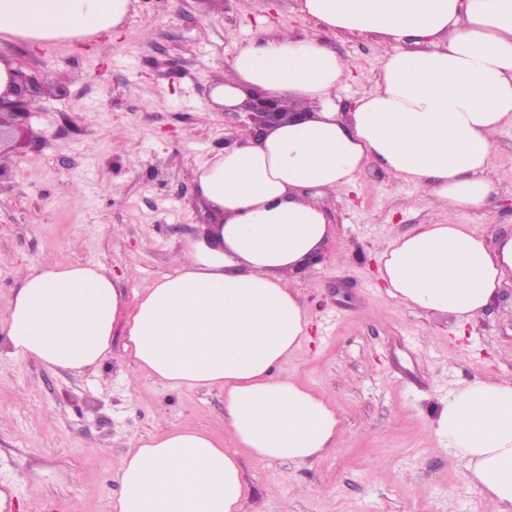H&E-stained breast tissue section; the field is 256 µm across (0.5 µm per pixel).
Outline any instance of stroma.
<instances>
[{"mask_svg":"<svg viewBox=\"0 0 512 512\" xmlns=\"http://www.w3.org/2000/svg\"><path fill=\"white\" fill-rule=\"evenodd\" d=\"M316 37L345 60L350 111L374 87L388 46L327 32L298 0H138L120 30L62 44L0 40V59L61 74L33 136L0 155V320L28 265L90 264L111 272L126 304L173 274V254L210 218L190 171L253 136L244 107L210 93L259 30ZM482 209H450L377 161L320 199L333 228L318 265L295 283L311 343L279 369L336 406L333 448L306 463L240 453L243 512H489L464 460L437 430L449 397L475 380L512 381V287L471 323L389 296L379 253L422 224H465L489 243L512 236V127L495 138ZM185 422L235 444L218 390L167 387L123 357L50 371L0 358V495L22 512H115L117 468L137 440ZM59 473L35 483L33 467Z\"/></svg>","mask_w":512,"mask_h":512,"instance_id":"1","label":"stroma"}]
</instances>
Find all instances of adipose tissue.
<instances>
[{"label": "adipose tissue", "mask_w": 512, "mask_h": 512, "mask_svg": "<svg viewBox=\"0 0 512 512\" xmlns=\"http://www.w3.org/2000/svg\"><path fill=\"white\" fill-rule=\"evenodd\" d=\"M136 2L0 0V39L93 36ZM299 10L390 45L375 89L339 111L349 68L334 52L289 33L253 38L214 103L233 108L257 89L306 118L197 164L214 223L182 247L175 274L129 308L101 267H30L0 321L7 356L49 370L101 365L121 331L126 358L169 387L223 390L234 439L261 462H305L338 431L329 401L276 374L308 338L290 283L332 232L310 189L339 190L374 158L450 208H478L495 191L493 137L512 126V0H300ZM380 263L392 297L470 321L512 286V238L494 247L463 224H422L390 240ZM437 425L493 512H512V384L474 381ZM118 478L116 512H242L247 496L237 458L185 424L140 439Z\"/></svg>", "instance_id": "ef3b65f1"}]
</instances>
